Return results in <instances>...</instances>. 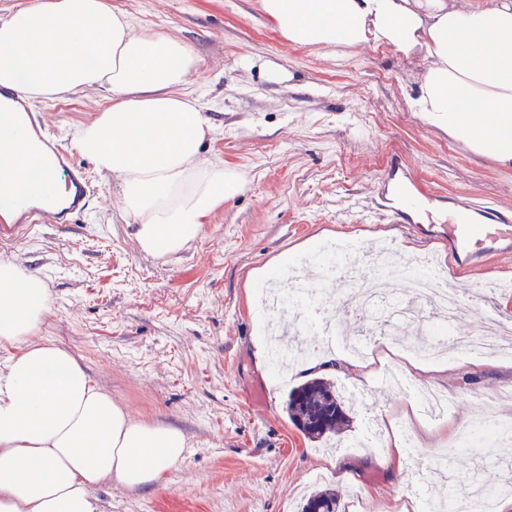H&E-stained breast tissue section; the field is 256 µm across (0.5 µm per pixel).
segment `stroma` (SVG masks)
<instances>
[{
	"label": "stroma",
	"instance_id": "stroma-1",
	"mask_svg": "<svg viewBox=\"0 0 512 512\" xmlns=\"http://www.w3.org/2000/svg\"><path fill=\"white\" fill-rule=\"evenodd\" d=\"M108 3L195 55L185 89L214 128L206 155L239 169L245 186L179 256L156 258L140 251L115 183L78 152L95 186L86 212L72 224H22L0 240V260L36 272L49 289L45 336L78 355L132 419L169 423L187 436L182 461L159 485L99 489L101 512H300V488L316 472L340 493L345 512H402L404 485L430 484L429 464L443 455L454 461L451 482L468 490L484 449L454 451L447 437L422 435L423 417L409 424L401 412L414 409V390L427 387L447 395L461 423L512 420V361L469 365L453 357L410 378V391H396L385 374L409 368L401 341L438 322L421 296L399 289L413 314L389 329L357 311H333L332 333L303 337V345L376 339L383 366L360 384L349 428L313 441L287 411L303 374L279 381L272 365L255 367L263 326L250 278L284 254L300 260L383 245L399 265L435 259L463 294L467 316L456 332L479 331L492 316L512 320V254L454 269L440 235L385 223L375 194L397 153L431 193L512 209V168L464 150L414 112L408 95L424 56L373 44L335 54L292 45L257 0ZM268 61L287 72L286 81L266 78ZM108 97L94 88L31 110L68 144ZM373 416L417 433L413 457L395 474L375 465L378 450L350 447ZM339 458L348 470L333 468Z\"/></svg>",
	"mask_w": 512,
	"mask_h": 512
}]
</instances>
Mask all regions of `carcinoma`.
Instances as JSON below:
<instances>
[{
    "label": "carcinoma",
    "mask_w": 512,
    "mask_h": 512,
    "mask_svg": "<svg viewBox=\"0 0 512 512\" xmlns=\"http://www.w3.org/2000/svg\"><path fill=\"white\" fill-rule=\"evenodd\" d=\"M352 403L336 384L325 378H313L291 391L288 417L305 435L323 440L338 434L350 423ZM301 512H344L340 495L333 489L312 491Z\"/></svg>",
    "instance_id": "carcinoma-1"
}]
</instances>
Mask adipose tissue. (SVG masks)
Here are the masks:
<instances>
[{"mask_svg":"<svg viewBox=\"0 0 512 512\" xmlns=\"http://www.w3.org/2000/svg\"><path fill=\"white\" fill-rule=\"evenodd\" d=\"M289 43L328 52L365 43L425 52L412 108L471 152L512 164V0H259ZM196 58L135 30L107 0H31L0 20V88L31 102L102 87L109 104L75 139L111 175L141 252L173 257L245 184L203 153L210 127L184 87ZM0 209L51 186L44 145L0 110ZM41 277L0 262V512H98L96 492L153 487L182 460L178 427L133 420L81 358L42 334Z\"/></svg>","mask_w":512,"mask_h":512,"instance_id":"adipose-tissue-1","label":"adipose tissue"}]
</instances>
